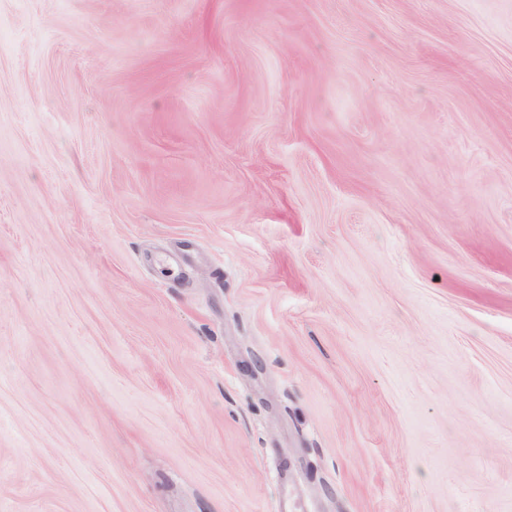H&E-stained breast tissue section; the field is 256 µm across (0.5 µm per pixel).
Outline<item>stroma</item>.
<instances>
[{"mask_svg":"<svg viewBox=\"0 0 512 512\" xmlns=\"http://www.w3.org/2000/svg\"><path fill=\"white\" fill-rule=\"evenodd\" d=\"M512 512V0H0V512Z\"/></svg>","mask_w":512,"mask_h":512,"instance_id":"obj_1","label":"stroma"}]
</instances>
